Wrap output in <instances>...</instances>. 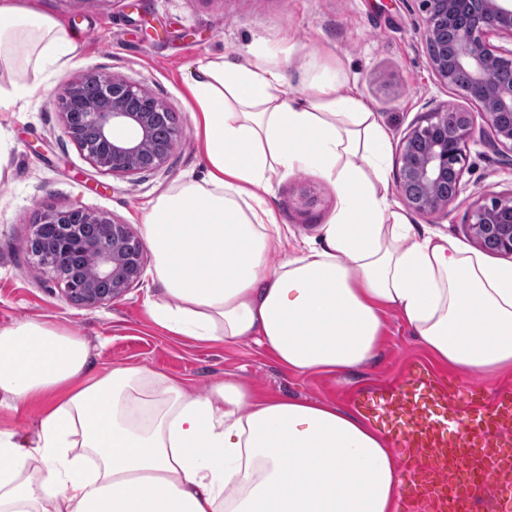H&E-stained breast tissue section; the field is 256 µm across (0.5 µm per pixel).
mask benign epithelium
Here are the masks:
<instances>
[{
    "label": "benign epithelium",
    "mask_w": 512,
    "mask_h": 512,
    "mask_svg": "<svg viewBox=\"0 0 512 512\" xmlns=\"http://www.w3.org/2000/svg\"><path fill=\"white\" fill-rule=\"evenodd\" d=\"M465 4L466 0H421L429 66L448 87H457V72L466 73L468 86L463 93L479 105L496 144L512 153V84L488 81L495 69L512 70V48L489 42L492 35L512 39V0H484L480 17L460 24ZM90 82L98 85L97 94L84 102L80 91ZM73 102L84 123L96 131L92 143L83 139L80 127L71 120ZM58 103L69 138L95 168L114 176H134L164 166L183 137L178 127L161 130L163 103L119 77L104 82L94 73L82 74L61 89ZM473 124L471 112L455 111L450 123L448 110L439 107L428 114L426 124L403 138L397 192L416 214L441 213L460 195ZM31 228L27 252L38 266L65 282V296L73 304L82 298L89 299L91 307L117 301L141 277L146 244L128 225L106 214L79 204L50 207ZM467 228L482 249L512 256V192L475 205ZM76 254L92 265V277H78L70 269L66 258Z\"/></svg>",
    "instance_id": "benign-epithelium-1"
}]
</instances>
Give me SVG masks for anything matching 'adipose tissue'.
<instances>
[{
    "mask_svg": "<svg viewBox=\"0 0 512 512\" xmlns=\"http://www.w3.org/2000/svg\"><path fill=\"white\" fill-rule=\"evenodd\" d=\"M34 0H0V112L81 53ZM207 177L142 214L170 334L251 340L286 370L336 375L371 362L385 311L433 357L471 375L512 367V260L419 232L386 190L389 136L332 76L289 93L280 68L217 55L190 64ZM309 171L336 191L315 240L284 260L268 195ZM81 337L21 320L0 329V408L51 399L35 440L0 430V512H397L389 436L336 407L257 401L227 377L200 394L143 366L88 382Z\"/></svg>",
    "mask_w": 512,
    "mask_h": 512,
    "instance_id": "adipose-tissue-1",
    "label": "adipose tissue"
}]
</instances>
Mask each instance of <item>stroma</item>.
<instances>
[{"mask_svg":"<svg viewBox=\"0 0 512 512\" xmlns=\"http://www.w3.org/2000/svg\"><path fill=\"white\" fill-rule=\"evenodd\" d=\"M64 21L84 48L55 71L20 111L0 112V328L24 319L47 321L91 349L96 375L118 365L145 366L202 392L224 374L237 376L259 398L288 396L353 411L354 396L399 379L420 365L492 392L512 383V369L473 378L419 347L403 318L385 314L386 333L372 364L345 376L301 375L278 365L249 341L198 343L169 335L152 322V266L120 300L87 309L67 301L64 286L40 271L25 249L35 213L72 204L141 230L144 207L161 193L202 178L205 168L195 112L184 82L192 60L221 53L282 68L290 89L314 75L356 78L392 145L434 108L476 113L478 105L431 71L423 44L420 0H38ZM93 72L127 79L175 112L183 139L163 168L131 177L94 168L67 136L57 92ZM512 191V153L495 146L483 118L467 147L463 191L440 214L412 215L419 229L445 234L468 248L467 213L477 202ZM289 241L317 236L336 208L334 188L308 173L278 178L268 198Z\"/></svg>","mask_w":512,"mask_h":512,"instance_id":"obj_1","label":"stroma"}]
</instances>
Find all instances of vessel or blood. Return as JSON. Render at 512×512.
<instances>
[{
    "label": "vessel or blood",
    "mask_w": 512,
    "mask_h": 512,
    "mask_svg": "<svg viewBox=\"0 0 512 512\" xmlns=\"http://www.w3.org/2000/svg\"><path fill=\"white\" fill-rule=\"evenodd\" d=\"M442 401L447 419L431 415L421 396ZM474 387L439 386L435 376L410 369L397 382L359 394L361 407L402 419L394 436L421 466L407 478L410 496L428 512H471L475 489L495 483L500 512H512V385L499 386L492 405Z\"/></svg>",
    "instance_id": "1"
}]
</instances>
